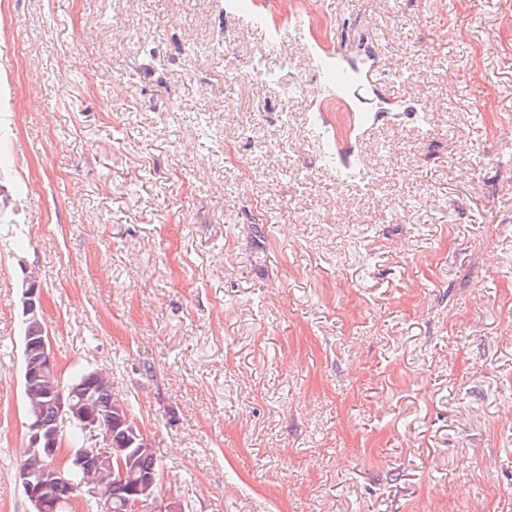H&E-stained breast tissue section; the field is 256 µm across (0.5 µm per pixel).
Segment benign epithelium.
I'll use <instances>...</instances> for the list:
<instances>
[{"label": "benign epithelium", "instance_id": "7a95c632", "mask_svg": "<svg viewBox=\"0 0 512 512\" xmlns=\"http://www.w3.org/2000/svg\"><path fill=\"white\" fill-rule=\"evenodd\" d=\"M23 324L25 326L23 358L26 385L35 386L28 391L31 398L36 393L51 401L56 411L53 422L38 414L28 424L27 447L37 456H43L44 466L39 472L23 466L17 477L34 512H44L48 485L65 487L68 501L90 496L99 500L102 512H184L180 497L173 493L160 496L155 493L159 474L140 468V456L152 447L147 433L134 422L125 410L98 412L87 402L76 403L68 395L62 382L50 380L58 377L50 339L43 317L42 293L39 284L31 279L22 284ZM78 425L84 434V446L65 452L62 448V431L66 424ZM122 431L124 447L117 448L113 432ZM119 470L121 474H134L136 483L127 496L117 503L100 498L102 481L92 479L93 474ZM85 473L86 479L74 485L72 477Z\"/></svg>", "mask_w": 512, "mask_h": 512}]
</instances>
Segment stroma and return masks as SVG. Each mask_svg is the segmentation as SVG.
Returning a JSON list of instances; mask_svg holds the SVG:
<instances>
[{"mask_svg":"<svg viewBox=\"0 0 512 512\" xmlns=\"http://www.w3.org/2000/svg\"><path fill=\"white\" fill-rule=\"evenodd\" d=\"M262 8L0 0V512H33L31 276L185 512H512V0ZM309 46L369 59L364 100ZM318 73L322 76H326L329 81L336 83V90L340 93L346 91L350 94L353 86H358L363 89L367 84L371 85V83L377 81V74H371L370 72L365 74L364 77H349V72L342 68L337 62L336 64L320 65L318 67Z\"/></svg>","mask_w":512,"mask_h":512,"instance_id":"35a3bbf8","label":"stroma"}]
</instances>
